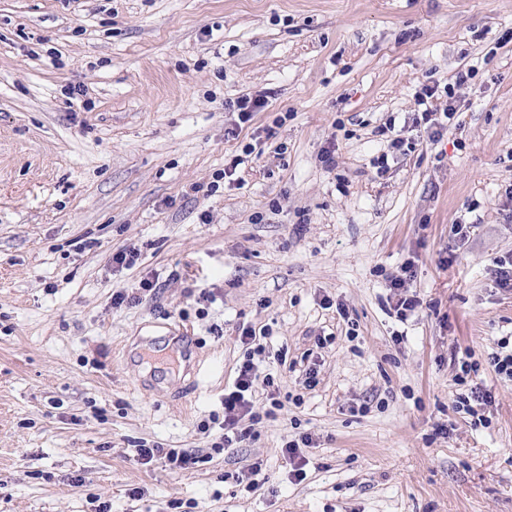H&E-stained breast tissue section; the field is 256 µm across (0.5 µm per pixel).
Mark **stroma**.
I'll return each mask as SVG.
<instances>
[{"mask_svg": "<svg viewBox=\"0 0 512 512\" xmlns=\"http://www.w3.org/2000/svg\"><path fill=\"white\" fill-rule=\"evenodd\" d=\"M434 83L466 104L435 143L412 124ZM244 95L266 105L225 136ZM390 118L412 147L381 176ZM511 184L512 0H0V512H512V382L488 363ZM242 324L271 331L283 409L192 469L138 465L218 440L198 426ZM468 357L485 427L455 409ZM257 460L250 493L231 475ZM411 264H405L402 268V274L399 276H396L391 281V288L394 289V297L396 298L394 310L396 311L397 317L400 318V320H407L408 313L415 312V310L420 305L419 300H417L414 297H406L402 296V292L400 291L402 288H406V280L407 277H411L408 275L411 271ZM312 443L313 438L308 433L298 435V438L295 436L292 439H288L285 443L284 452L287 455L289 465L291 466L289 473L295 482H301L306 477V471L304 468L307 465V461L303 456L300 444L304 447L311 448L312 446L310 445Z\"/></svg>", "mask_w": 512, "mask_h": 512, "instance_id": "35a3bbf8", "label": "stroma"}]
</instances>
